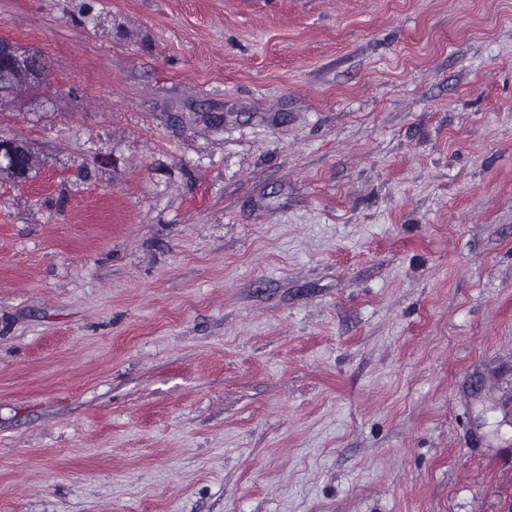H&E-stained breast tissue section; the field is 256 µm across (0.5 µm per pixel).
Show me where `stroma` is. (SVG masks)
<instances>
[{
    "instance_id": "35a3bbf8",
    "label": "stroma",
    "mask_w": 512,
    "mask_h": 512,
    "mask_svg": "<svg viewBox=\"0 0 512 512\" xmlns=\"http://www.w3.org/2000/svg\"><path fill=\"white\" fill-rule=\"evenodd\" d=\"M0 39L51 73L0 107V512H512V0ZM7 144L3 158H0V176L6 174L13 182L21 183L29 179L34 168L35 155L27 140L13 136H0ZM3 160V164H2Z\"/></svg>"
}]
</instances>
